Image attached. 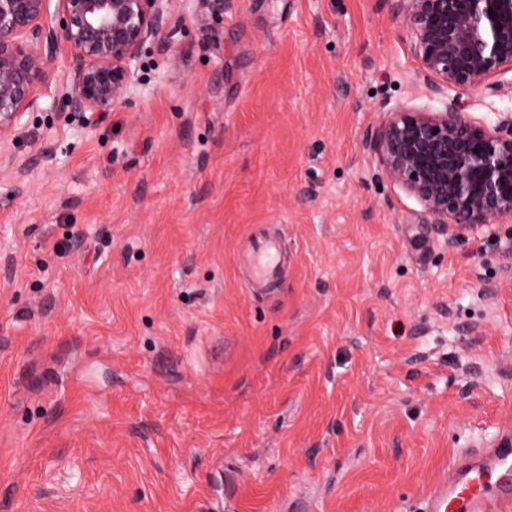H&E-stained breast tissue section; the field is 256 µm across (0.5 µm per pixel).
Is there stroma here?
Wrapping results in <instances>:
<instances>
[{"instance_id": "obj_1", "label": "stroma", "mask_w": 512, "mask_h": 512, "mask_svg": "<svg viewBox=\"0 0 512 512\" xmlns=\"http://www.w3.org/2000/svg\"><path fill=\"white\" fill-rule=\"evenodd\" d=\"M169 11L126 104L74 119L62 51L0 150V512H418L512 434V222L427 223L364 149L428 101L386 0ZM281 245L276 237L259 236L245 256L250 271V288H263L281 274Z\"/></svg>"}]
</instances>
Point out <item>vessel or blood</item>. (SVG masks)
Here are the masks:
<instances>
[{
    "instance_id": "vessel-or-blood-1",
    "label": "vessel or blood",
    "mask_w": 512,
    "mask_h": 512,
    "mask_svg": "<svg viewBox=\"0 0 512 512\" xmlns=\"http://www.w3.org/2000/svg\"><path fill=\"white\" fill-rule=\"evenodd\" d=\"M281 257L278 238L259 236L245 256L251 287L277 280ZM424 512H512V436L459 464L450 480L427 494Z\"/></svg>"
}]
</instances>
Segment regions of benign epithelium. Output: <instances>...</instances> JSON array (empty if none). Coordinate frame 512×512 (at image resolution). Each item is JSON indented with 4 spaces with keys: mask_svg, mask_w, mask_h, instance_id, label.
I'll use <instances>...</instances> for the list:
<instances>
[{
    "mask_svg": "<svg viewBox=\"0 0 512 512\" xmlns=\"http://www.w3.org/2000/svg\"><path fill=\"white\" fill-rule=\"evenodd\" d=\"M169 0H0V146L40 98L61 49L76 60L63 99L79 119L122 105L142 54L178 31ZM419 76L445 98L512 72V0H390ZM380 173L415 197L430 224L465 229L512 219V113L493 124L448 104L400 103L367 131Z\"/></svg>",
    "mask_w": 512,
    "mask_h": 512,
    "instance_id": "7a95c632",
    "label": "benign epithelium"
}]
</instances>
